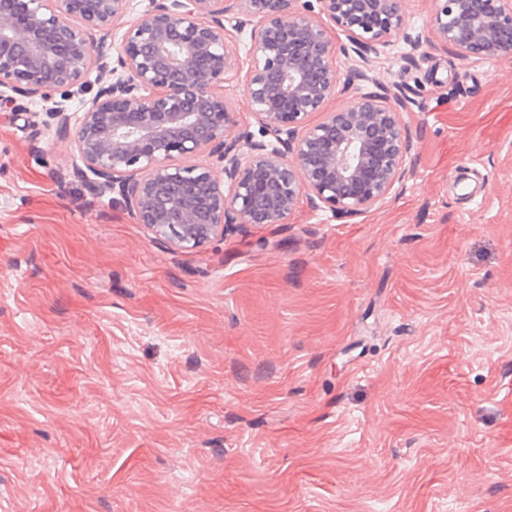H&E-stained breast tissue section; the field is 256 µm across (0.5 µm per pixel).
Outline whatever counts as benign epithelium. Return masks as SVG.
<instances>
[{"label":"benign epithelium","mask_w":512,"mask_h":512,"mask_svg":"<svg viewBox=\"0 0 512 512\" xmlns=\"http://www.w3.org/2000/svg\"><path fill=\"white\" fill-rule=\"evenodd\" d=\"M294 2L148 0L109 63L105 36L129 0H0V101L43 104L70 140L76 175L118 195L136 223L176 250L233 224H285L303 197L359 216L405 178L413 144L400 108L409 96L387 87L326 111L351 85L332 62L330 28L346 36L340 51L353 75L369 82L371 56L407 26L404 0ZM435 2L434 34L460 59L512 54V0ZM245 34L257 137L233 135L224 99ZM204 153L221 174L196 161Z\"/></svg>","instance_id":"1"}]
</instances>
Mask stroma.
Here are the masks:
<instances>
[{
    "label": "stroma",
    "mask_w": 512,
    "mask_h": 512,
    "mask_svg": "<svg viewBox=\"0 0 512 512\" xmlns=\"http://www.w3.org/2000/svg\"><path fill=\"white\" fill-rule=\"evenodd\" d=\"M408 175L171 249L0 105V512H512V56L432 43Z\"/></svg>",
    "instance_id": "1"
}]
</instances>
